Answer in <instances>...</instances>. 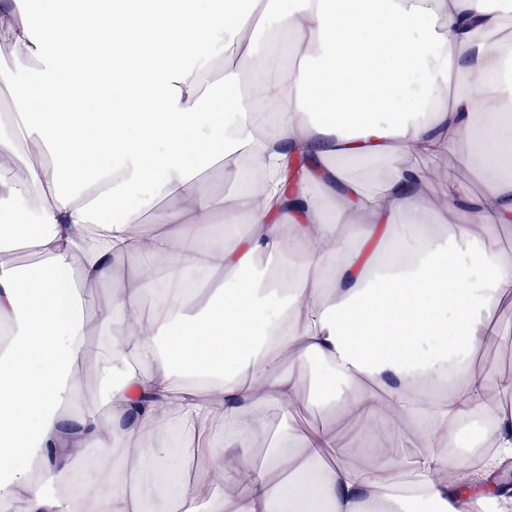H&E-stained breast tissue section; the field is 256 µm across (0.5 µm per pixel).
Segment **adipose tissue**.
<instances>
[{"instance_id":"1","label":"adipose tissue","mask_w":512,"mask_h":512,"mask_svg":"<svg viewBox=\"0 0 512 512\" xmlns=\"http://www.w3.org/2000/svg\"><path fill=\"white\" fill-rule=\"evenodd\" d=\"M511 26L487 0H12L0 503L149 512L145 486L172 512H498L512 403L472 359L512 298ZM454 154L485 187L433 206L424 165ZM128 254L165 261L163 287L123 276ZM313 362L341 428L289 422ZM405 434L411 471L383 449Z\"/></svg>"}]
</instances>
